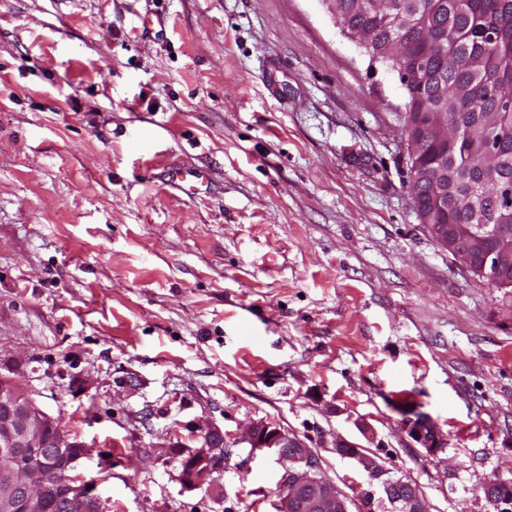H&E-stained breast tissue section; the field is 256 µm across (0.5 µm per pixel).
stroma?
<instances>
[{"label": "stroma", "mask_w": 512, "mask_h": 512, "mask_svg": "<svg viewBox=\"0 0 512 512\" xmlns=\"http://www.w3.org/2000/svg\"><path fill=\"white\" fill-rule=\"evenodd\" d=\"M406 102L325 0H0V361L105 512H276L260 421L352 512L340 438L429 512H495L512 288L421 223ZM209 426L229 457L190 490L173 452Z\"/></svg>", "instance_id": "1"}]
</instances>
